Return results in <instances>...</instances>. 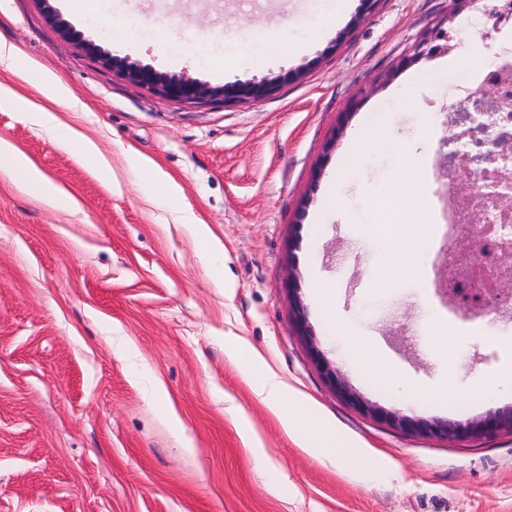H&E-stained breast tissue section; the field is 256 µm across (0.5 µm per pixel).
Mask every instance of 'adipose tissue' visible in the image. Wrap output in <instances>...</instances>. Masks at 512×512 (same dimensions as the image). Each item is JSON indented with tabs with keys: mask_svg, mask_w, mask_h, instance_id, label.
I'll use <instances>...</instances> for the list:
<instances>
[{
	"mask_svg": "<svg viewBox=\"0 0 512 512\" xmlns=\"http://www.w3.org/2000/svg\"><path fill=\"white\" fill-rule=\"evenodd\" d=\"M27 117L47 128L60 143L76 151L85 159H93L96 170L110 175V164L99 155L94 143L71 126L60 121L48 108L40 107L26 112ZM0 168L8 169L16 180L48 204L59 206L71 204V197L43 174L26 156L10 142L0 139ZM402 222L409 227L405 245L392 247L379 275L387 282H395L404 276H416L421 272L415 263L418 248L416 243L422 236L421 225L412 221L410 214H402ZM352 356L361 371L372 379L392 389L406 390L416 398L426 396L444 397L457 392L458 385L453 372H446L434 389L413 385L400 369L373 349L366 337L355 334L346 338ZM248 372L254 376V391L267 407L276 413L284 430L319 456L330 461L352 462L358 465L367 461L360 446L351 443L336 432L329 422L322 419L301 394L294 391L274 373L266 371L257 357H250Z\"/></svg>",
	"mask_w": 512,
	"mask_h": 512,
	"instance_id": "adipose-tissue-1",
	"label": "adipose tissue"
}]
</instances>
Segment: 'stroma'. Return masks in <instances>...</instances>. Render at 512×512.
Segmentation results:
<instances>
[{"label": "stroma", "mask_w": 512, "mask_h": 512, "mask_svg": "<svg viewBox=\"0 0 512 512\" xmlns=\"http://www.w3.org/2000/svg\"><path fill=\"white\" fill-rule=\"evenodd\" d=\"M360 5L349 0L338 19L331 0H88L77 16L61 0H0V44L20 53L0 83L40 104L35 74L59 76L84 109L61 104L56 114L112 166L102 179L18 109L0 107V139L74 200L49 205L0 171V512H512V433L402 434L338 397L311 355L322 351L373 404L456 420L489 407L379 386L356 369L343 331L427 387L447 370L427 341L441 316L456 338L461 389L512 361L500 343L512 336V307L488 330L455 304L442 241L431 246L430 287L410 276L377 287L388 242L372 232L369 205L384 194L405 208L398 191L408 189L426 225L447 181L471 193L462 172L424 184L404 165L427 167L448 134L453 97L424 75L472 51L494 61L501 35L470 27L481 0H379L364 17ZM113 15L173 31L177 49L146 36L134 47L113 41L94 22ZM66 27L82 42L66 40ZM440 29L446 52L413 59ZM264 36L276 48L246 67L242 51ZM90 43L211 87L267 79L278 90L258 101H179L92 58ZM403 95L416 111L396 109ZM131 151L165 182L142 188ZM171 181L181 188L174 198ZM189 214L208 224L217 251L185 229ZM318 279L335 287V322L318 309ZM244 348L359 444L368 465L329 461L290 437L255 395Z\"/></svg>", "instance_id": "35a3bbf8"}]
</instances>
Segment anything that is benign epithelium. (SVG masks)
Segmentation results:
<instances>
[{
	"label": "benign epithelium",
	"instance_id": "benign-epithelium-1",
	"mask_svg": "<svg viewBox=\"0 0 512 512\" xmlns=\"http://www.w3.org/2000/svg\"><path fill=\"white\" fill-rule=\"evenodd\" d=\"M99 59L103 64L123 72L130 81L154 87L163 95L177 100H203L220 96L226 101L258 99L269 95L274 89L273 83L269 80L249 84H226L221 88H211L189 77L169 76L151 69L130 66L125 60L114 56L101 55ZM487 204L498 209L503 218H508L512 213V182L504 178L494 182L492 190L487 193ZM499 250V262L505 274L497 288L484 293L477 300H465L466 306L482 307L491 297L512 294V278L506 274V271L512 267V246L504 242L499 246ZM312 354L321 374L336 393L370 417L402 433L447 440L486 437L501 432L512 433L511 407L490 411L471 420L459 421L407 415L377 406L361 397L352 388L339 367L330 363L318 349H312Z\"/></svg>",
	"mask_w": 512,
	"mask_h": 512
}]
</instances>
